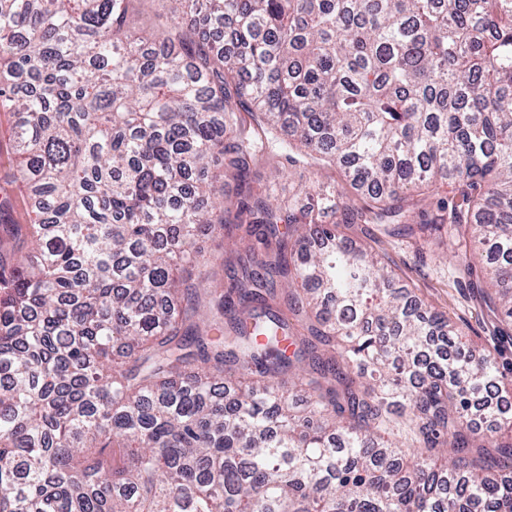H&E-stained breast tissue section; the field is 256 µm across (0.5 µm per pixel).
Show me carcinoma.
<instances>
[{
  "instance_id": "cac0c4a2",
  "label": "carcinoma",
  "mask_w": 512,
  "mask_h": 512,
  "mask_svg": "<svg viewBox=\"0 0 512 512\" xmlns=\"http://www.w3.org/2000/svg\"><path fill=\"white\" fill-rule=\"evenodd\" d=\"M139 2L0 0V512H512V383L343 233L438 235L512 328V0ZM13 118L8 112H0V206L9 224H30L31 199L18 176L19 158L11 135ZM276 169L280 170L284 175L282 185L286 187V190H288V174L290 175V181L296 184L305 180L304 175H306V173L303 172L301 174L302 177H300V172L303 171L301 168L288 170V164L282 158L277 154H271L265 157L256 167H253L254 187H263L266 183V179L269 178Z\"/></svg>"
}]
</instances>
